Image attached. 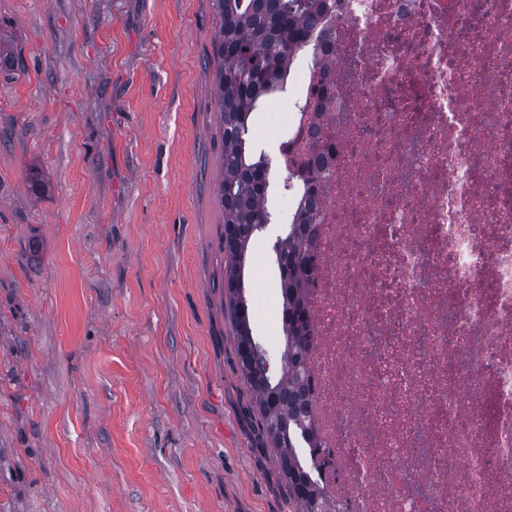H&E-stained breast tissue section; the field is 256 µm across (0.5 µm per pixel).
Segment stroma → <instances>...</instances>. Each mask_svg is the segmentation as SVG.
I'll use <instances>...</instances> for the list:
<instances>
[{
    "label": "stroma",
    "mask_w": 512,
    "mask_h": 512,
    "mask_svg": "<svg viewBox=\"0 0 512 512\" xmlns=\"http://www.w3.org/2000/svg\"><path fill=\"white\" fill-rule=\"evenodd\" d=\"M211 7L0 0V512H296L235 370ZM244 285L280 352L271 250Z\"/></svg>",
    "instance_id": "35a3bbf8"
}]
</instances>
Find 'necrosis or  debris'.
I'll list each match as a JSON object with an SVG mask.
<instances>
[{
  "mask_svg": "<svg viewBox=\"0 0 512 512\" xmlns=\"http://www.w3.org/2000/svg\"><path fill=\"white\" fill-rule=\"evenodd\" d=\"M272 143L318 174L302 409L340 512H512V0H336Z\"/></svg>",
  "mask_w": 512,
  "mask_h": 512,
  "instance_id": "obj_1",
  "label": "necrosis or debris"
}]
</instances>
